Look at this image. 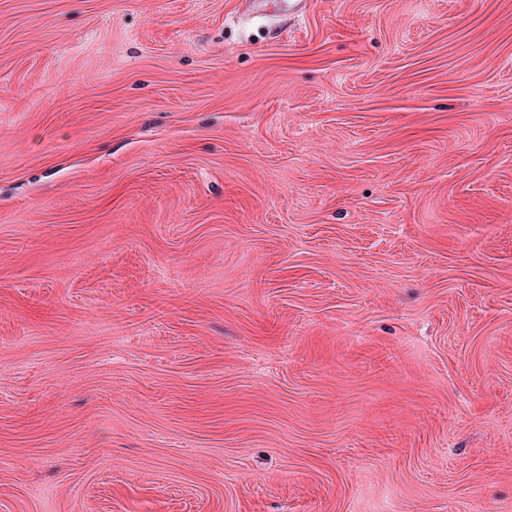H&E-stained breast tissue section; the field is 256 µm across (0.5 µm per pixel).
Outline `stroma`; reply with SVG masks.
Masks as SVG:
<instances>
[{
	"mask_svg": "<svg viewBox=\"0 0 512 512\" xmlns=\"http://www.w3.org/2000/svg\"><path fill=\"white\" fill-rule=\"evenodd\" d=\"M0 0V512H512V0Z\"/></svg>",
	"mask_w": 512,
	"mask_h": 512,
	"instance_id": "1",
	"label": "stroma"
}]
</instances>
